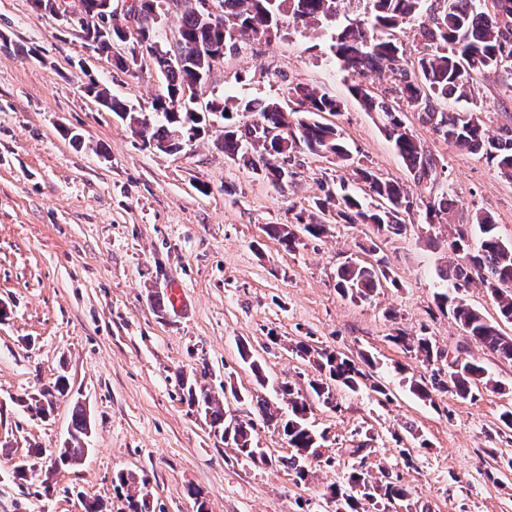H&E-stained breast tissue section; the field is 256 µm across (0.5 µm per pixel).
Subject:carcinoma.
<instances>
[{"instance_id": "1", "label": "carcinoma", "mask_w": 512, "mask_h": 512, "mask_svg": "<svg viewBox=\"0 0 512 512\" xmlns=\"http://www.w3.org/2000/svg\"><path fill=\"white\" fill-rule=\"evenodd\" d=\"M168 0H151L150 7L139 17L140 34L149 38L146 48L152 55L166 49L151 41L157 19ZM182 16L179 36L183 39L180 61L165 65L162 70L166 87L152 103V111L141 112L106 89L89 81L87 92L103 102L104 108L125 121L144 145L166 144L171 151L181 148V139L196 138L206 122L205 111H198L183 101L187 89L209 75L214 60L209 47L224 42L226 52L238 50V36L260 39L269 28L279 29V23L288 20L304 26L317 25L338 18L343 0H211L218 5L217 25L201 19L200 0H181ZM76 15L95 30L100 38L99 51L104 53L118 33L106 28L98 31L99 22L92 13V0H80ZM416 26L423 43L417 62L408 64L394 39L395 31L406 25ZM340 68L358 82L351 86L364 108L378 114L382 130L392 143L406 168L413 173L415 186L383 179L365 166L354 164L341 134L333 123L324 121V115L336 116L340 105L330 94L298 83L288 88L299 98L300 109L290 112L274 101L249 100L243 111L250 120L229 122L224 100L211 103L209 111H217L228 120L224 126V154L241 159L254 171L263 173L272 184L280 187L288 181V172L279 162L284 154L305 153L329 157L337 167L349 172L340 178V192L326 191L314 202L313 209L294 215L295 223L303 225V232L313 238L327 234L333 224H371L384 234L400 235L406 230L405 217L414 211L422 214L424 224L432 228L447 219L453 201L447 194L432 196V186L438 179L434 159L427 154L414 134H402L406 128L399 102L416 110L419 119L430 126L446 142L459 150L480 152L494 164L500 173L512 180V128L497 137L485 134L482 119L474 112H453L448 99L461 98L472 92L477 76H486L500 70L512 71V0H373L371 15L339 29L331 45ZM389 71L393 80V97L372 95L360 79L370 72ZM365 186L363 194L348 192V184ZM265 232L276 238L288 250L298 243L288 224H269ZM448 248L460 255V262L445 273L448 287L435 293L434 302L441 312L452 314L468 337L499 358L512 361V336L503 333L501 324H512V241L500 237L497 225L485 215L476 216V224H457L448 235ZM388 278L385 258L374 264L347 261L336 270L335 288L338 294L351 302L371 298ZM480 283L498 309V319H488L480 310L463 302L459 293L472 284ZM404 352L432 364L446 359L445 351L436 347L432 338L421 334L408 336L402 332L391 337ZM293 351L301 359L312 363L318 375L308 381L313 397L325 405L337 408L332 385L339 383L351 391L365 387L372 375L360 368L354 360L337 352L316 348L299 342ZM454 368L448 380H434L428 387L413 379L410 389L423 400H432V391L453 392L463 400L474 401L481 391L497 387L485 368L469 360H453ZM371 390L383 394L384 387L373 383ZM191 404L201 408L214 434L229 439L237 454L253 465L266 463V452L257 447L256 430L252 420H242L226 437V411L211 394L187 390ZM279 394L288 398V413L271 404L263 396H248L262 420L280 429L288 441L292 454L282 460L303 481L306 458L322 457L319 448L327 438L311 429L307 422L311 405L307 396L291 383L279 386ZM89 429L86 409L77 404L73 408L70 443L67 454L79 459L84 454V438ZM122 486L130 487V512H150L148 495L143 493L146 480L133 474L118 476ZM331 495L341 503L337 512H360L368 502L379 512L387 504L408 496L400 477L391 473L374 480L360 461L351 466L344 484L332 487Z\"/></svg>"}]
</instances>
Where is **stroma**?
<instances>
[{
    "label": "stroma",
    "instance_id": "obj_1",
    "mask_svg": "<svg viewBox=\"0 0 512 512\" xmlns=\"http://www.w3.org/2000/svg\"><path fill=\"white\" fill-rule=\"evenodd\" d=\"M336 26L290 25L267 41L242 39L214 65L199 100H227L238 122L240 103L290 109L289 87L324 90L341 104L333 121L355 159L411 183L377 114L353 96L350 76L330 54ZM127 52L119 42L111 56L100 55L34 0H0V304L8 311L0 322V512H83L98 498L128 512L118 482L127 472L147 478L155 512H336L331 488L342 484L358 447L372 474L393 471L409 492L389 512H512V470L502 466L512 443L500 432V415L512 408V361L470 340L434 303L457 261L446 227L423 226L416 214L392 236L336 224L285 249L266 226L311 208L336 187L341 169L301 153L288 161L287 186L274 187L217 148L218 115L179 153L144 147L85 91L95 81L150 110L165 80L145 53L130 72L116 70L112 55ZM508 83L511 73L478 77L454 106L499 134L512 127ZM402 118L445 166L433 192L453 196L451 223L488 214L511 240L512 180L449 145L416 112ZM350 257L388 263L389 278L370 300L353 303L334 288L337 267ZM173 288L182 294L177 308L164 301ZM400 329L478 361L499 390L475 401L438 391L420 400L396 368L425 379L435 368L390 341ZM300 341L355 360L374 357L386 387L382 395L336 391L334 409L314 404L309 424L327 434L324 452L335 464H311L304 481L283 466L290 449L274 426L256 425L269 464L239 460L180 386L194 383L221 398L227 413L249 418L252 406L225 395V383L270 400L274 385H306L314 370L294 352ZM243 347L252 363L242 361ZM61 374L69 391L56 396L49 417L20 406ZM77 403L91 420L84 457L53 469ZM33 448L41 458L30 457Z\"/></svg>",
    "mask_w": 512,
    "mask_h": 512
}]
</instances>
